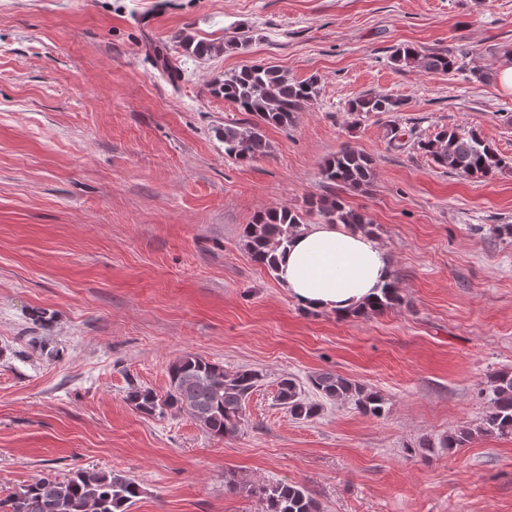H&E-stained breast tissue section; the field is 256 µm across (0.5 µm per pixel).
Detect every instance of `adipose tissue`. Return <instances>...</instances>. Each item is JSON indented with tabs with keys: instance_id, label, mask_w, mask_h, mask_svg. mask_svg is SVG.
<instances>
[{
	"instance_id": "adipose-tissue-1",
	"label": "adipose tissue",
	"mask_w": 512,
	"mask_h": 512,
	"mask_svg": "<svg viewBox=\"0 0 512 512\" xmlns=\"http://www.w3.org/2000/svg\"><path fill=\"white\" fill-rule=\"evenodd\" d=\"M280 285L302 309L348 315L392 279L381 243L343 224H310L277 252Z\"/></svg>"
}]
</instances>
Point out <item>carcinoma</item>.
Wrapping results in <instances>:
<instances>
[{
    "mask_svg": "<svg viewBox=\"0 0 512 512\" xmlns=\"http://www.w3.org/2000/svg\"><path fill=\"white\" fill-rule=\"evenodd\" d=\"M178 43L198 59L220 54L226 48L222 43L197 41L190 35L179 36ZM390 59L400 71L448 74L461 69L460 55L450 49L419 50L400 45L392 50ZM211 93L252 116L249 126L226 124L220 133L224 155L246 164L268 155L264 129L291 124L295 112L317 96L318 82L315 78L295 80L270 62L248 63L215 81ZM398 108L397 100L381 95L361 96L350 104V111L362 114L395 112ZM418 147L438 166L467 178L486 179L512 165V159L501 156L495 145L476 130L443 129L418 142ZM373 168L371 157L345 146L325 161L322 175L332 186L362 190L371 183ZM309 211L317 212L327 224H350L368 233L373 230L366 213L350 207L334 194L310 201ZM303 224V214L287 207L257 212L243 235L252 260L276 272L275 251L288 246ZM400 300L398 288L391 281L366 304L364 312H384ZM168 375L169 388L165 393L133 385L127 400L146 416H160L172 409L183 412L221 439L239 432L245 403L264 377L263 370L254 368L227 373L224 366L192 353L174 360ZM309 381L325 399L352 401L364 414L378 415L384 411L385 401L379 392L343 375L322 372ZM488 398L490 406L481 417L479 431L511 436L512 372L495 375ZM276 399L296 420H313L322 411V403L302 394L300 384L291 377L280 379ZM139 494L138 483L122 474L78 469L63 479L48 474L22 486L0 499V512H125V505ZM260 494L265 498L267 512H319L311 494L299 485L276 484L260 489Z\"/></svg>",
    "mask_w": 512,
    "mask_h": 512,
    "instance_id": "1",
    "label": "carcinoma"
}]
</instances>
